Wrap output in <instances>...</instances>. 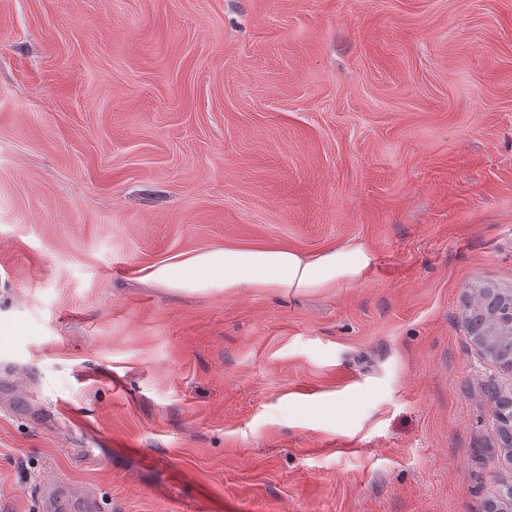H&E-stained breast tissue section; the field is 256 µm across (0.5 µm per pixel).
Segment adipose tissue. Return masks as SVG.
Returning <instances> with one entry per match:
<instances>
[{
    "instance_id": "adipose-tissue-1",
    "label": "adipose tissue",
    "mask_w": 512,
    "mask_h": 512,
    "mask_svg": "<svg viewBox=\"0 0 512 512\" xmlns=\"http://www.w3.org/2000/svg\"><path fill=\"white\" fill-rule=\"evenodd\" d=\"M373 262V254L356 242L315 256L282 247H224L160 264L146 279L173 292L232 297L248 289L297 295L361 282Z\"/></svg>"
}]
</instances>
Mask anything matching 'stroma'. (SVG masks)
<instances>
[{"label":"stroma","mask_w":512,"mask_h":512,"mask_svg":"<svg viewBox=\"0 0 512 512\" xmlns=\"http://www.w3.org/2000/svg\"><path fill=\"white\" fill-rule=\"evenodd\" d=\"M351 241L366 279L297 296L144 280ZM480 285L512 0H0V512L59 476L98 512H483Z\"/></svg>","instance_id":"1"}]
</instances>
